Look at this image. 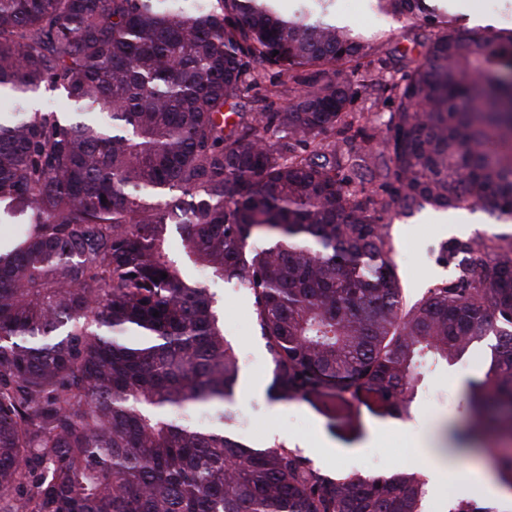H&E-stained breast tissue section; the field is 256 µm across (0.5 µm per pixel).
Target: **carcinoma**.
<instances>
[{
	"label": "carcinoma",
	"instance_id": "cac0c4a2",
	"mask_svg": "<svg viewBox=\"0 0 512 512\" xmlns=\"http://www.w3.org/2000/svg\"><path fill=\"white\" fill-rule=\"evenodd\" d=\"M275 2L0 0V204L29 213L0 253V512H425L420 473L331 478L176 418L239 379L203 274L254 296L276 400L400 415L494 337L466 434L512 439V240L444 245L454 279L408 304L384 231L426 206L512 220V34L379 0L429 27L388 76L332 0ZM57 90L88 119L32 107ZM375 93L386 115L355 108ZM485 452L511 492L512 448Z\"/></svg>",
	"mask_w": 512,
	"mask_h": 512
}]
</instances>
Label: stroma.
Here are the masks:
<instances>
[{
  "label": "stroma",
  "mask_w": 512,
  "mask_h": 512,
  "mask_svg": "<svg viewBox=\"0 0 512 512\" xmlns=\"http://www.w3.org/2000/svg\"><path fill=\"white\" fill-rule=\"evenodd\" d=\"M460 30L477 27L478 16L492 17L490 33L512 31V0H470L469 12L455 8V0H426ZM332 15L338 24L347 26L364 39L384 44L388 51L386 68L395 71L402 65L401 54L424 40L428 33L423 23L410 22L381 11L378 0H334ZM436 211L427 207L412 215H398L386 228L392 245L390 257L397 267L407 301L419 299L428 288L448 280L452 268L440 258L442 246L451 239L488 240L512 236V221H499L481 209L449 210V223H435ZM224 308V336L238 353L240 373L235 396L227 410L232 419L229 429L240 440L262 447L271 446V434L284 433L285 446L298 448L313 428H320L326 438L341 447L342 455L321 461L314 468L330 476H348L353 470L375 468L386 473L408 468L417 461L416 449L422 439L433 446L450 448L451 432L464 429L468 417L464 388L468 380L483 375L490 357L473 347L461 361L430 368L419 383L416 399L403 415L402 428L384 433L372 448H364L374 423L387 415L380 403L372 399L342 400L306 397L284 401L279 412H272L268 394L252 393V379L271 381V362L254 318V298L232 285H215ZM362 454H355V447ZM453 470L446 479L433 483L427 512H445L449 497H474L487 501L485 485L465 480L467 469H486L481 456L467 450H453Z\"/></svg>",
  "instance_id": "stroma-1"
}]
</instances>
